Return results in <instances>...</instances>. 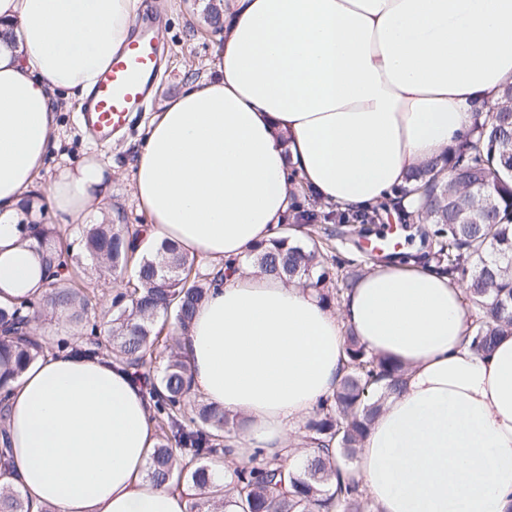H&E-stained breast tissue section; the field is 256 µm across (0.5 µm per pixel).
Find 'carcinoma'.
<instances>
[{
	"label": "carcinoma",
	"mask_w": 512,
	"mask_h": 512,
	"mask_svg": "<svg viewBox=\"0 0 512 512\" xmlns=\"http://www.w3.org/2000/svg\"><path fill=\"white\" fill-rule=\"evenodd\" d=\"M398 193L419 196L416 209L402 216L404 224L414 226L423 256L465 282L470 347L490 354L500 337L512 336V85L503 88L470 138L418 168ZM359 219L343 211L320 212L309 202L295 203L291 215L292 227L300 229L321 220L341 225ZM24 231L45 250L43 270L49 283L39 298L0 307V403L8 398L10 382L47 350L33 324L47 312L58 314L84 328L88 353L112 358L149 383L159 432L149 479L158 486L186 482L205 490L214 463L224 455V434L237 430L239 423L230 422L219 406L191 400L190 367L179 344L196 307L223 274L196 272L195 258L166 240L151 253L137 255L142 229L132 224H91L83 230V242L98 271L110 275L132 262L135 277L113 296L111 318L92 321L88 313L97 306L96 295L81 292L70 277L61 276L69 269V250L56 226L35 221L24 225ZM253 252L260 273L298 279L328 304L343 298L361 276L353 261L332 254L329 244L318 240L305 245L286 235ZM169 317L176 335L170 337L166 365L154 371L150 351L159 340L157 322ZM344 345L343 376L303 425L305 451L289 481L279 463L257 450L252 467L234 471L231 500L216 503L202 496L191 512H225L230 504L235 512H311L314 502L328 510L335 499L342 512H375L364 488L343 478L342 469L363 447L382 396L402 391L405 371L368 351L351 331ZM0 512H31L20 487L0 488Z\"/></svg>",
	"instance_id": "carcinoma-1"
}]
</instances>
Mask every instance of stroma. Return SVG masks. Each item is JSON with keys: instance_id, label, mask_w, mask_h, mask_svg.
Masks as SVG:
<instances>
[{"instance_id": "1", "label": "stroma", "mask_w": 512, "mask_h": 512, "mask_svg": "<svg viewBox=\"0 0 512 512\" xmlns=\"http://www.w3.org/2000/svg\"><path fill=\"white\" fill-rule=\"evenodd\" d=\"M147 15L162 19L166 38L170 44L169 54L159 75L156 89L145 109L133 113L125 135L111 144L99 146L85 135L79 121L77 102L69 98H55L58 131L56 146L45 158L41 175L35 185L43 196L44 214L42 220L57 224L50 186L58 170L65 165H74L83 159L94 157L104 162L112 171V211L124 215L127 223L147 224V217L140 212L133 196L131 178L135 157L141 146L149 121L158 107L175 97L187 80H209L215 75V48L217 35L209 26L206 17L218 0H147ZM95 213L80 214L67 226L60 227L59 233L71 244L69 262L73 271L79 273L85 283L95 288L99 298V309L111 307L112 298L131 279L132 270H125L103 279L96 272L91 260L80 246L82 231L86 225L96 223Z\"/></svg>"}]
</instances>
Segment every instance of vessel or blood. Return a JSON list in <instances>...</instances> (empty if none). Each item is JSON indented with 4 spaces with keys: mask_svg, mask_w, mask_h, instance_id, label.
I'll list each match as a JSON object with an SVG mask.
<instances>
[{
    "mask_svg": "<svg viewBox=\"0 0 512 512\" xmlns=\"http://www.w3.org/2000/svg\"><path fill=\"white\" fill-rule=\"evenodd\" d=\"M167 47L159 23L135 26L130 41L98 77L80 110L82 124L97 143L108 144L126 128L153 94Z\"/></svg>",
    "mask_w": 512,
    "mask_h": 512,
    "instance_id": "vessel-or-blood-1",
    "label": "vessel or blood"
}]
</instances>
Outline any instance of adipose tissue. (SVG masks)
<instances>
[{
	"instance_id": "obj_1",
	"label": "adipose tissue",
	"mask_w": 512,
	"mask_h": 512,
	"mask_svg": "<svg viewBox=\"0 0 512 512\" xmlns=\"http://www.w3.org/2000/svg\"><path fill=\"white\" fill-rule=\"evenodd\" d=\"M141 0H0V304L45 290L18 219L50 149L53 99L83 101L130 39ZM216 74L155 112L132 173L152 239L226 269L181 352L193 394L241 416L214 468L223 496L255 449L292 470L298 422L342 376L343 336L406 370L352 471L377 512H512V336L470 350L463 288L418 260L371 266L336 310L246 269L277 237L289 174L343 209L397 198L512 83V0H226ZM61 224L105 202L96 159L59 170ZM13 472L34 512H190L147 475L143 385L108 357L34 360L6 406Z\"/></svg>"
}]
</instances>
